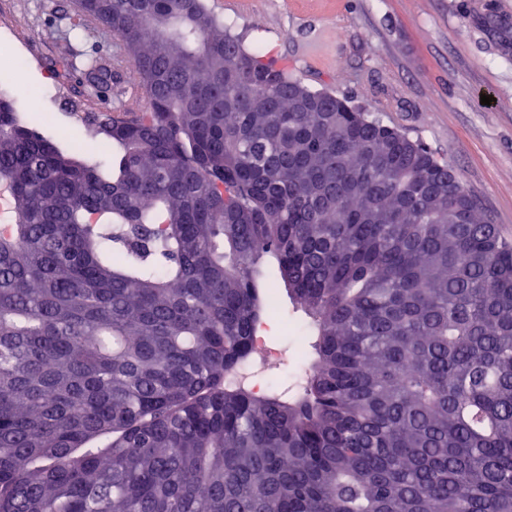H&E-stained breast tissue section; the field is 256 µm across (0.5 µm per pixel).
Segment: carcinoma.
<instances>
[{
    "instance_id": "cac0c4a2",
    "label": "carcinoma",
    "mask_w": 512,
    "mask_h": 512,
    "mask_svg": "<svg viewBox=\"0 0 512 512\" xmlns=\"http://www.w3.org/2000/svg\"><path fill=\"white\" fill-rule=\"evenodd\" d=\"M76 8L148 112L102 164L0 96V512H512V242L460 177L204 0ZM268 268L306 369L258 395Z\"/></svg>"
}]
</instances>
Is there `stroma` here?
I'll return each mask as SVG.
<instances>
[{
  "instance_id": "stroma-1",
  "label": "stroma",
  "mask_w": 512,
  "mask_h": 512,
  "mask_svg": "<svg viewBox=\"0 0 512 512\" xmlns=\"http://www.w3.org/2000/svg\"><path fill=\"white\" fill-rule=\"evenodd\" d=\"M314 90L328 91L421 142L459 174L491 222L512 237V0H207ZM73 0H0V60L26 68L0 81L20 118L62 150L87 113L142 112L133 91L94 88L82 63L97 55L117 77L132 56L96 19L73 27ZM41 94L29 107V92ZM492 96L491 105L481 96Z\"/></svg>"
}]
</instances>
